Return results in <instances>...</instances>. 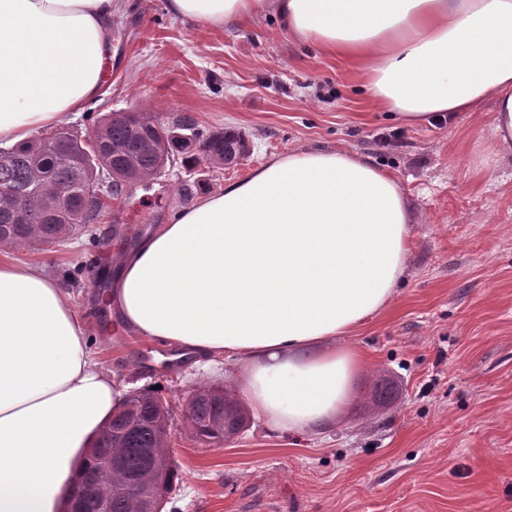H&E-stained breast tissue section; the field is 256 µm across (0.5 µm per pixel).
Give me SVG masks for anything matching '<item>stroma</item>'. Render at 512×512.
<instances>
[{
    "label": "stroma",
    "instance_id": "obj_1",
    "mask_svg": "<svg viewBox=\"0 0 512 512\" xmlns=\"http://www.w3.org/2000/svg\"><path fill=\"white\" fill-rule=\"evenodd\" d=\"M103 89L67 126L91 133L109 112L142 108L162 124L242 133L236 164L174 161L150 188L112 200L97 224L57 244L16 246L68 288L91 325L101 368L129 391L159 387L173 410L179 478L168 512H512V150L489 120L462 113L408 127L377 106L356 66L279 27L274 14L215 28L173 16L166 0H115ZM353 150L398 178L413 249L390 306L348 338L363 354L347 418L310 438L251 418L220 447L193 441L191 394L234 384L125 330L87 278L225 181L273 155ZM392 401L374 408L376 385Z\"/></svg>",
    "mask_w": 512,
    "mask_h": 512
}]
</instances>
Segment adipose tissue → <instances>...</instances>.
I'll return each mask as SVG.
<instances>
[{
	"label": "adipose tissue",
	"mask_w": 512,
	"mask_h": 512,
	"mask_svg": "<svg viewBox=\"0 0 512 512\" xmlns=\"http://www.w3.org/2000/svg\"><path fill=\"white\" fill-rule=\"evenodd\" d=\"M212 27L275 13L290 36L359 64L405 125L493 104L512 148V0H167ZM113 0H0V143L61 125L102 90ZM397 177L352 150L271 156L114 258L102 301L194 362L235 359L253 413L318 435L363 366L339 345L394 300L412 247ZM44 265L0 248V512H64L126 387Z\"/></svg>",
	"instance_id": "obj_1"
}]
</instances>
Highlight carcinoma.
I'll use <instances>...</instances> for the list:
<instances>
[{
  "label": "carcinoma",
  "mask_w": 512,
  "mask_h": 512,
  "mask_svg": "<svg viewBox=\"0 0 512 512\" xmlns=\"http://www.w3.org/2000/svg\"><path fill=\"white\" fill-rule=\"evenodd\" d=\"M196 152L183 154L185 163L203 156L214 164L229 165L246 151L243 135L233 130L196 131ZM174 139L165 126L146 111L109 112L93 133L82 138L66 128H55L23 146L0 151V189L13 196L0 199V244L59 243L95 223L101 214L88 203L102 179L112 183L111 195L121 197L141 181L155 180L171 161ZM75 193L70 209L61 214V191ZM115 413L94 448L89 451L81 480L71 499L79 512H99V499L110 501L111 512H141L143 500L125 491L133 479L153 495L170 494L178 469L168 462L163 439L171 412L153 390L138 391ZM247 414L221 386L199 389L188 405V433L202 445L223 443L244 429ZM114 457L120 466L105 483L101 462Z\"/></svg>",
  "instance_id": "1"
}]
</instances>
